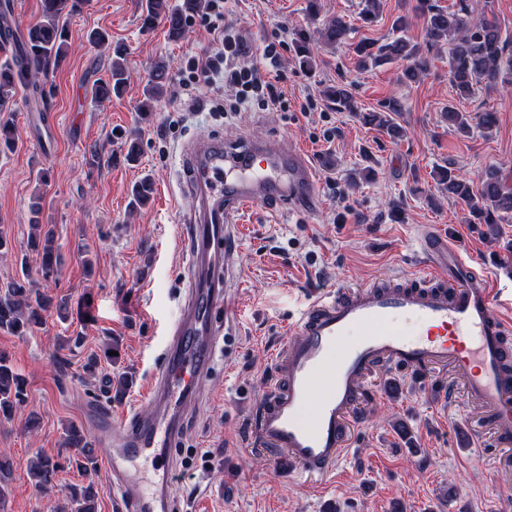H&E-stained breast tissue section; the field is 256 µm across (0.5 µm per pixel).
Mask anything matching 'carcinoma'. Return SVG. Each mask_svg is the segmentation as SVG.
<instances>
[{"mask_svg":"<svg viewBox=\"0 0 512 512\" xmlns=\"http://www.w3.org/2000/svg\"><path fill=\"white\" fill-rule=\"evenodd\" d=\"M81 6L82 0H42V20L29 27L27 33L19 35L17 55L13 62L0 64V111L13 102L18 87L35 82L36 75L48 74L64 59L71 40L66 20ZM201 9V0H185L182 7L175 9L170 8L168 0H146L143 25L148 28L154 22L162 20L170 35L177 38L183 33L187 16ZM414 11L427 18L429 45L448 42L450 81L459 97H468L474 86L480 83L491 86L512 79V57L506 55L504 41L496 22L486 18L473 20L464 4L455 10H448L431 3V0H416ZM348 30V22L338 16L325 24L320 35L331 43H338L344 40ZM354 52L357 65L361 69L385 63H403L402 80L405 82L416 81L426 75L430 68L429 57L422 53L418 45L402 35L377 48L371 43H360L355 46ZM114 55L109 79L93 89V95L98 101L107 100L113 95L119 96L124 91L123 48L114 47ZM166 80L165 68H157L151 85L144 93L145 101L139 105V111H146L148 102L163 94ZM326 95L340 111H357L349 86L338 84L327 89ZM446 118L448 126L458 133L465 135L469 132L470 118L454 106H448ZM363 120L385 131L391 138H397L402 133L401 126L388 112L370 113L363 116ZM15 143L13 125L0 121V150H11ZM439 177L448 192V199L465 204L469 216L478 223L497 224L505 216L512 214V185L498 168H487L476 186L461 178L450 167L440 170ZM151 193V179L145 177L132 190L133 204L143 205ZM31 247L40 255L43 279L48 283L56 282L61 255L54 246L53 232L47 231L41 242L32 241ZM52 310L62 320L67 319L70 314L65 301L55 304L50 296L32 292L18 279L11 282L7 290L0 294V330L24 336L33 327L41 324L44 314ZM24 396L22 378L16 372L9 355L1 352L0 422L11 419L15 407L24 402ZM65 443L78 452L75 464L83 473L87 485L80 491L74 488L69 491L64 510L96 512L98 485L95 448L75 426L67 431ZM59 471V464L53 458L43 455L36 456L30 465V475L36 489L41 493L51 492L57 487L56 477Z\"/></svg>","mask_w":512,"mask_h":512,"instance_id":"1","label":"carcinoma"}]
</instances>
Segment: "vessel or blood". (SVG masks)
Segmentation results:
<instances>
[{"label":"vessel or blood","mask_w":512,"mask_h":512,"mask_svg":"<svg viewBox=\"0 0 512 512\" xmlns=\"http://www.w3.org/2000/svg\"><path fill=\"white\" fill-rule=\"evenodd\" d=\"M191 197L184 236L188 296L166 330L161 362L148 384L147 411L97 422L108 448L106 473L116 512H170L169 449L180 439L187 405L196 402L217 352L232 356L235 334L217 310L231 303L225 265L236 248L238 216L249 208L309 211L318 201L315 172L304 153L278 139L227 142L207 138L183 158ZM421 276L409 282L345 286L312 295L291 335L272 355L264 397L250 409L247 441L288 462L299 476H327L354 445L366 379L379 367L421 377L451 366L466 398L481 406L499 447H512V362L505 339L512 287L477 269L448 235L421 231ZM225 349H218V340ZM155 466L145 485L140 463Z\"/></svg>","instance_id":"vessel-or-blood-1"}]
</instances>
